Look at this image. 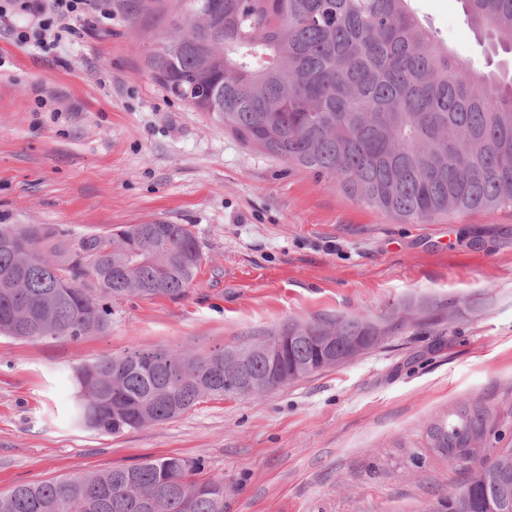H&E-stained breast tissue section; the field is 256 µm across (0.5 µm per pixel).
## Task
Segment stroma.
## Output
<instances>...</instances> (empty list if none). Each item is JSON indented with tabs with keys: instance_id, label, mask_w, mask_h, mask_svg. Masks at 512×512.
Wrapping results in <instances>:
<instances>
[{
	"instance_id": "obj_1",
	"label": "stroma",
	"mask_w": 512,
	"mask_h": 512,
	"mask_svg": "<svg viewBox=\"0 0 512 512\" xmlns=\"http://www.w3.org/2000/svg\"><path fill=\"white\" fill-rule=\"evenodd\" d=\"M413 6L467 66L512 69L459 0ZM99 7L108 19L77 20L59 46L0 33V224L39 225L64 265L82 240L162 219L186 225L203 259L184 297L113 302L105 332L0 336V493L167 456L223 477L224 512H417L461 486L466 463L433 455L426 430L462 402L512 407V210L407 224L248 148L151 72L178 0ZM446 303L450 319L258 397L209 398L121 435L70 418L72 368L104 353L204 354L291 320Z\"/></svg>"
}]
</instances>
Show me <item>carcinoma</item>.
Instances as JSON below:
<instances>
[{
  "label": "carcinoma",
  "instance_id": "obj_1",
  "mask_svg": "<svg viewBox=\"0 0 512 512\" xmlns=\"http://www.w3.org/2000/svg\"><path fill=\"white\" fill-rule=\"evenodd\" d=\"M151 55L174 96L244 145L340 180L358 201L406 223L450 213L512 209V77L476 72L434 44L410 0H183ZM473 30L512 52V0H460ZM38 225H0V335L77 340L104 332L111 303L178 298L202 260L184 224H126L82 242L70 276L48 259ZM95 282L91 293L76 285ZM366 321H292L276 363L245 365L252 379H290L333 366L316 336L343 351ZM224 352L186 347L102 354L73 368L74 420L118 435L162 424L207 398L238 397ZM427 429V445L474 469L465 485L420 512H512V446L494 407L461 404ZM204 461L146 459L130 466L26 483L0 494V512H224V478Z\"/></svg>",
  "mask_w": 512,
  "mask_h": 512
}]
</instances>
